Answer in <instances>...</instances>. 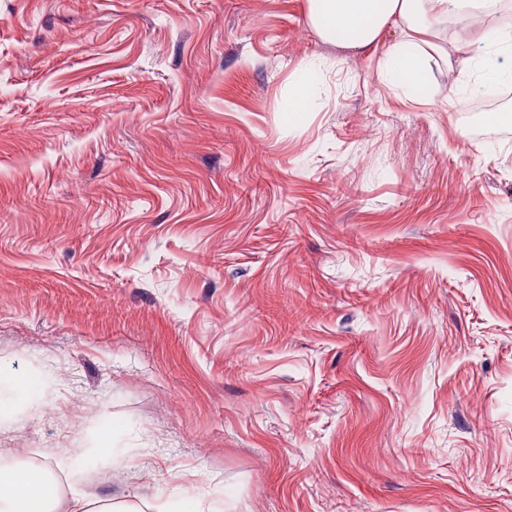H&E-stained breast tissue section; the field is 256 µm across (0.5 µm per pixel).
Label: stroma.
<instances>
[{
	"mask_svg": "<svg viewBox=\"0 0 512 512\" xmlns=\"http://www.w3.org/2000/svg\"><path fill=\"white\" fill-rule=\"evenodd\" d=\"M433 75L408 101L306 0H0V379H40L0 463L96 503L512 512V98L478 138ZM310 70L311 68H306L293 78L288 98L282 106V112H289V115L309 112L313 87Z\"/></svg>",
	"mask_w": 512,
	"mask_h": 512,
	"instance_id": "obj_1",
	"label": "stroma"
}]
</instances>
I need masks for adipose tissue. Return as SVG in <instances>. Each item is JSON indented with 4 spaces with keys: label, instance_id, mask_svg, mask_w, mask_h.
<instances>
[{
    "label": "adipose tissue",
    "instance_id": "adipose-tissue-1",
    "mask_svg": "<svg viewBox=\"0 0 512 512\" xmlns=\"http://www.w3.org/2000/svg\"><path fill=\"white\" fill-rule=\"evenodd\" d=\"M496 0H307V16L319 37L352 56L381 53L382 82L411 99L437 93L433 56L450 58L453 46L436 42V25L455 18L459 34L471 32L474 14L488 12ZM397 27L400 39L380 49L379 38ZM472 88L512 82V26L485 25L483 45L466 59ZM62 499L49 476L0 466V512H60Z\"/></svg>",
    "mask_w": 512,
    "mask_h": 512
}]
</instances>
